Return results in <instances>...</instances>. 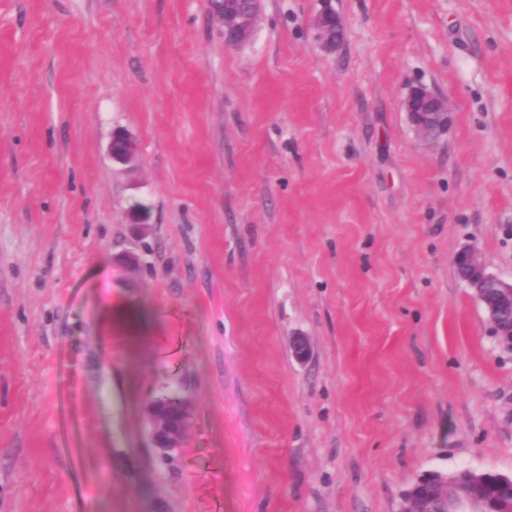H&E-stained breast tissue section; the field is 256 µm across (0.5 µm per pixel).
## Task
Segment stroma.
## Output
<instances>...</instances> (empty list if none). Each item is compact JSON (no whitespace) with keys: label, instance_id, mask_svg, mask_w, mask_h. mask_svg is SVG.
Listing matches in <instances>:
<instances>
[{"label":"stroma","instance_id":"stroma-1","mask_svg":"<svg viewBox=\"0 0 512 512\" xmlns=\"http://www.w3.org/2000/svg\"><path fill=\"white\" fill-rule=\"evenodd\" d=\"M465 248L512 276V0H258L238 46L208 0H0V512H402L512 474ZM314 29L321 48L332 51L344 38V27L340 17L329 8L320 11L314 18ZM412 124L425 137L432 139L448 130L449 110L444 99L423 86L410 90L403 101ZM108 318L112 325V323L129 334L131 340L135 341L139 336H137L141 326H142V318L140 311L136 308L124 305L117 304L112 306V304L108 308ZM186 415V402L178 397L157 399L151 404L149 431L155 448H159L163 455L180 447L187 429Z\"/></svg>","mask_w":512,"mask_h":512}]
</instances>
